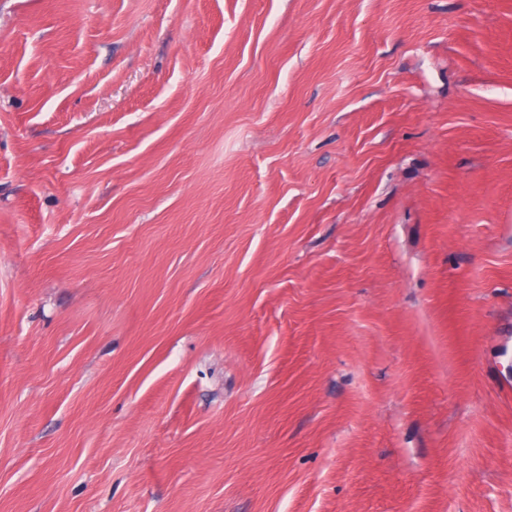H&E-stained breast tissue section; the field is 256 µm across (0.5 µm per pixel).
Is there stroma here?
<instances>
[{"label":"stroma","instance_id":"35a3bbf8","mask_svg":"<svg viewBox=\"0 0 512 512\" xmlns=\"http://www.w3.org/2000/svg\"><path fill=\"white\" fill-rule=\"evenodd\" d=\"M0 512H512V0H0Z\"/></svg>","mask_w":512,"mask_h":512}]
</instances>
